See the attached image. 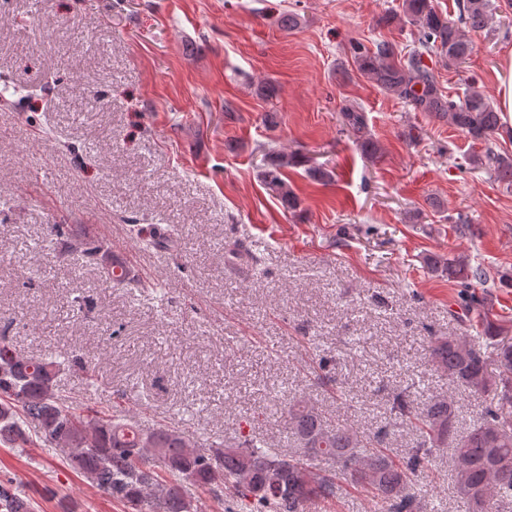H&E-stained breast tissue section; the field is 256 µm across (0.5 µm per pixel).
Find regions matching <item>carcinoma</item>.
Wrapping results in <instances>:
<instances>
[{
    "mask_svg": "<svg viewBox=\"0 0 512 512\" xmlns=\"http://www.w3.org/2000/svg\"><path fill=\"white\" fill-rule=\"evenodd\" d=\"M409 22L418 28L410 48L379 41L371 50L352 48L358 70L384 93L448 122L483 149L474 162L512 187V156L496 150L501 131L499 113L476 82L466 83L462 97L444 95L425 59L443 58L448 67L464 63L474 51L464 29L486 28L499 12L491 0H458L455 23L439 13L432 0H405ZM342 124L362 145L372 144L362 110L346 106ZM262 173L265 186L293 209L298 200L283 179L288 155L268 151ZM448 280L463 289L466 313L484 306L470 289L486 282L478 266L458 259L434 262ZM432 361L448 378L485 406L466 434H457L455 399H435L420 411L411 395L395 393L390 412L424 441L409 457L394 461L380 447L382 430L359 434L352 425H326L323 415L303 400L288 408V424L300 444L290 457L254 435L214 449L190 442L175 426L144 430L117 403L110 410L72 401L61 394V363L52 356L24 358L0 339V442L22 447L36 435L44 446L69 453L70 466L101 492L126 504L132 512H195L194 491L203 488L224 503V512H304L312 501L336 499L339 483L368 487L383 512H421L422 496L410 476L428 466L431 449H455L456 485L466 512H492L498 500H512V336L493 321L483 320L481 335L458 333L431 340ZM83 384L95 387L100 366L72 360ZM0 512H32L29 498L10 480L0 479Z\"/></svg>",
    "mask_w": 512,
    "mask_h": 512,
    "instance_id": "carcinoma-1",
    "label": "carcinoma"
}]
</instances>
